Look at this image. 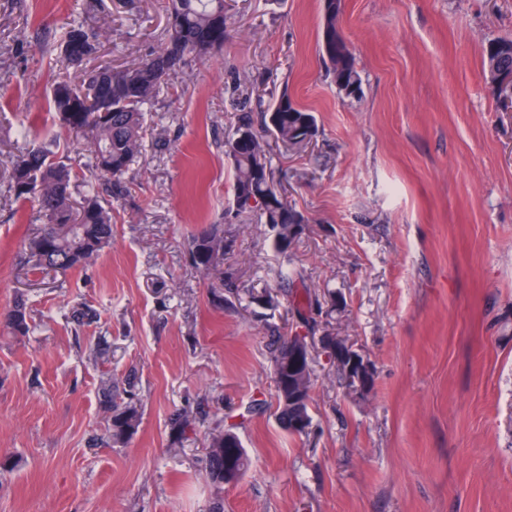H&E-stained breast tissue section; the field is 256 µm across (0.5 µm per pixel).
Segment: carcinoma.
Masks as SVG:
<instances>
[{
    "label": "carcinoma",
    "instance_id": "1",
    "mask_svg": "<svg viewBox=\"0 0 512 512\" xmlns=\"http://www.w3.org/2000/svg\"><path fill=\"white\" fill-rule=\"evenodd\" d=\"M342 0H323L324 24L321 53L339 92L357 97L361 77L354 54L341 31H336V13ZM228 36L224 0H171L167 23L157 49L138 62L114 69L110 66L84 71L78 84L68 81L53 85L50 108L60 123L90 143V176H79L59 156L54 145L38 143L12 161L11 188L17 199L36 200L41 221L38 232L27 239L19 254L20 263L32 271L66 272L83 269L112 241V214L103 205L105 197L128 193L124 175L132 161L145 150L144 114L151 111L161 92L182 71L190 58L202 57L224 46ZM60 53L73 65H81L100 49L98 35L81 22L62 34ZM484 66L495 88H512V38H491L482 44ZM313 113L283 92L265 109L241 113L224 139V153L231 162L232 198L229 209L235 216L254 214L267 225L274 245L283 257L290 256L295 242L305 231L308 218L288 203L278 189L266 138L290 148L306 146L317 134ZM235 231L230 224H211L192 235L186 247V261L208 279L210 304L224 308L237 293L239 276L224 256L233 251ZM280 283L288 286L292 310L307 329L311 340L316 333L329 335L328 325L319 318L325 303L305 285L294 271L275 270ZM31 316L24 298L15 300L4 315L14 333L25 336L31 330ZM270 362L276 389L275 420L284 426L291 419H304L312 426V389L315 357L303 363L306 384L289 389L294 364L288 359V337L269 326ZM99 407L107 421L106 443L123 446L136 434L140 407L135 398H121L119 385L101 382ZM206 400L191 412H178L172 426L184 436L196 424H208L206 432V474L219 491L238 483L249 467V459L236 432L239 423L228 418L208 421Z\"/></svg>",
    "mask_w": 512,
    "mask_h": 512
}]
</instances>
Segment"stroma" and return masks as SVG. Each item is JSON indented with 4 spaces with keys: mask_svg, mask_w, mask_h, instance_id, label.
I'll return each instance as SVG.
<instances>
[{
    "mask_svg": "<svg viewBox=\"0 0 512 512\" xmlns=\"http://www.w3.org/2000/svg\"><path fill=\"white\" fill-rule=\"evenodd\" d=\"M168 0H0V315L17 296L33 329L0 326V512H512V105L484 74L481 44L512 38V0H343L340 26L362 79L344 98L319 49L322 0H225L222 50L191 62L148 116L147 150L113 201L112 242L90 266L18 265L38 230L9 190L11 162L55 142L85 172L88 144L60 126L50 87L80 79L56 42L73 20L101 36L90 66L130 65L158 45ZM317 118L297 152L271 143L275 177L310 222L290 260L268 227L227 211L224 135L243 106L281 91ZM233 223L240 297L217 310L185 261L187 240ZM289 262L375 367L353 398L316 358L313 424L272 413L239 430L244 477L216 491L203 435L173 415L199 400L236 416L275 400L268 310ZM88 305L81 329L64 315ZM135 373L142 406L124 446L104 435L102 377Z\"/></svg>",
    "mask_w": 512,
    "mask_h": 512,
    "instance_id": "35a3bbf8",
    "label": "stroma"
}]
</instances>
